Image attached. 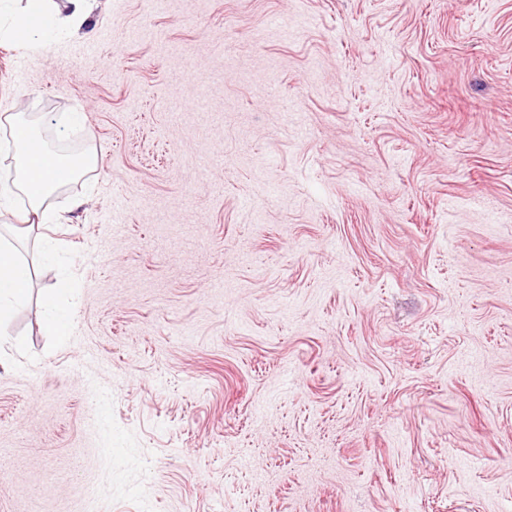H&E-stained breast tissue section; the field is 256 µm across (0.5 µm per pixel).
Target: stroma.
I'll return each instance as SVG.
<instances>
[{"instance_id":"stroma-1","label":"stroma","mask_w":512,"mask_h":512,"mask_svg":"<svg viewBox=\"0 0 512 512\" xmlns=\"http://www.w3.org/2000/svg\"><path fill=\"white\" fill-rule=\"evenodd\" d=\"M12 117L100 162L0 211V512H512V0H96ZM32 279L30 267L22 263L16 251L0 246V325L6 321L14 305L27 297ZM66 288H68V284L63 283L60 288H45L43 291V302L51 310L44 322V331L57 338H62L67 334V316L57 309L58 297Z\"/></svg>"}]
</instances>
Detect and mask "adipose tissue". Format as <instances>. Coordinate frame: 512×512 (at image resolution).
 <instances>
[{"mask_svg": "<svg viewBox=\"0 0 512 512\" xmlns=\"http://www.w3.org/2000/svg\"><path fill=\"white\" fill-rule=\"evenodd\" d=\"M91 0H27L23 16H11L0 25V37L19 47L37 48L47 45L53 33L80 30L88 21ZM17 135L12 141L18 152V174L12 184L0 187V202L21 193L28 207L24 222L48 224L52 217L45 201L66 180L75 179L99 164L95 149L84 151L79 160L65 162L49 150L33 133L31 124L17 122ZM32 279L28 265L22 263L16 251L0 246V323L8 319L14 305L27 297Z\"/></svg>", "mask_w": 512, "mask_h": 512, "instance_id": "1", "label": "adipose tissue"}]
</instances>
